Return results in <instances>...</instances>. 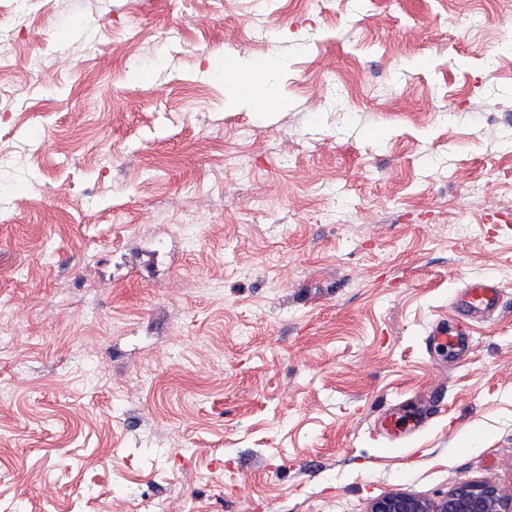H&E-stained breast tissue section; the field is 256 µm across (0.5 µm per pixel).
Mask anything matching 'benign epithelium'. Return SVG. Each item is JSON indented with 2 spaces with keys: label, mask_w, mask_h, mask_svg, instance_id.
<instances>
[{
  "label": "benign epithelium",
  "mask_w": 512,
  "mask_h": 512,
  "mask_svg": "<svg viewBox=\"0 0 512 512\" xmlns=\"http://www.w3.org/2000/svg\"><path fill=\"white\" fill-rule=\"evenodd\" d=\"M366 512H512V494L489 481L457 486L437 503L392 492L372 500Z\"/></svg>",
  "instance_id": "benign-epithelium-1"
}]
</instances>
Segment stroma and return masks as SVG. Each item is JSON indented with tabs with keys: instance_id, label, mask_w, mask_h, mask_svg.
I'll use <instances>...</instances> for the list:
<instances>
[{
	"instance_id": "obj_1",
	"label": "stroma",
	"mask_w": 512,
	"mask_h": 512,
	"mask_svg": "<svg viewBox=\"0 0 512 512\" xmlns=\"http://www.w3.org/2000/svg\"><path fill=\"white\" fill-rule=\"evenodd\" d=\"M510 35L512 0H0V512L511 494ZM230 82L235 99L252 100L258 86V74L253 71L235 70ZM501 286L489 277L471 279L458 296L455 309L468 320L493 311L499 304Z\"/></svg>"
}]
</instances>
